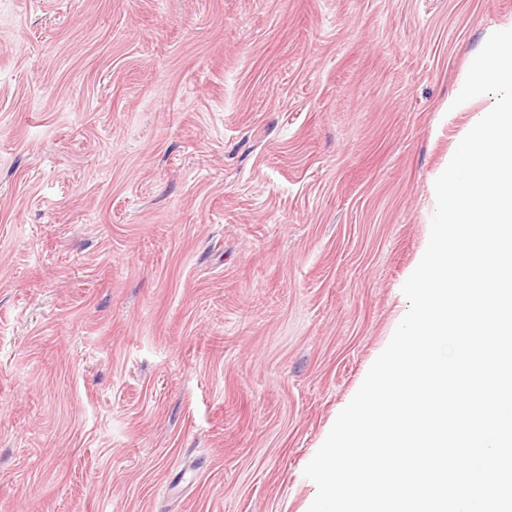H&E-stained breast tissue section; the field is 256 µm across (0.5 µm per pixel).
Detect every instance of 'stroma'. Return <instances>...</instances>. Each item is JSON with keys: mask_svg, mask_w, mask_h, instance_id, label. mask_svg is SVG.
Returning <instances> with one entry per match:
<instances>
[{"mask_svg": "<svg viewBox=\"0 0 512 512\" xmlns=\"http://www.w3.org/2000/svg\"><path fill=\"white\" fill-rule=\"evenodd\" d=\"M512 0H0V512H300Z\"/></svg>", "mask_w": 512, "mask_h": 512, "instance_id": "stroma-1", "label": "stroma"}]
</instances>
